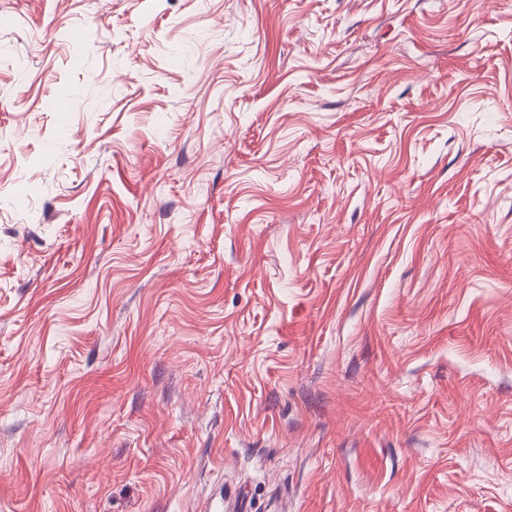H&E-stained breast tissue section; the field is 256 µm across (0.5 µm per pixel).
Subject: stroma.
<instances>
[{
  "mask_svg": "<svg viewBox=\"0 0 512 512\" xmlns=\"http://www.w3.org/2000/svg\"><path fill=\"white\" fill-rule=\"evenodd\" d=\"M512 512V0H0V512Z\"/></svg>",
  "mask_w": 512,
  "mask_h": 512,
  "instance_id": "stroma-1",
  "label": "stroma"
}]
</instances>
